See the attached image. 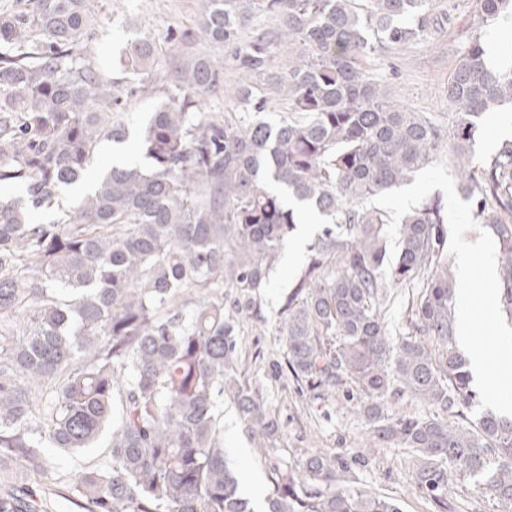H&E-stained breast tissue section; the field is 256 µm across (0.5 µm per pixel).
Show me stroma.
Returning a JSON list of instances; mask_svg holds the SVG:
<instances>
[{
	"mask_svg": "<svg viewBox=\"0 0 512 512\" xmlns=\"http://www.w3.org/2000/svg\"><path fill=\"white\" fill-rule=\"evenodd\" d=\"M199 6L200 0H99L101 29L90 54L111 67L113 78L133 83V75L119 64L127 42L146 33L163 40L168 28L194 24ZM455 15L456 22L433 33L429 43L380 54L370 65L396 98L443 123L449 112L448 72L467 26L465 8H458ZM307 261L306 242L290 237L262 292L259 317L245 322L238 336L239 373L246 382L265 387L269 408L281 422L277 447L298 457L327 452L348 459H353L357 449L369 448L367 459L353 466L360 488L393 499L401 512H438L416 488L418 458L412 449L392 441L374 442L363 418L345 412L344 398L312 399L290 375L276 374L275 367L283 363L285 352V340L278 329L280 307ZM224 451L230 467L239 475L240 494L248 497L255 512H264L269 490L267 470L255 443L244 432L236 407L229 402L224 405ZM46 454L59 475L70 480L104 467L108 450L101 444L60 454L50 447ZM448 475L447 512H499L496 500L477 479L453 467Z\"/></svg>",
	"mask_w": 512,
	"mask_h": 512,
	"instance_id": "stroma-1",
	"label": "stroma"
}]
</instances>
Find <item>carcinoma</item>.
<instances>
[{"label": "carcinoma", "mask_w": 512, "mask_h": 512, "mask_svg": "<svg viewBox=\"0 0 512 512\" xmlns=\"http://www.w3.org/2000/svg\"><path fill=\"white\" fill-rule=\"evenodd\" d=\"M96 4L0 7V185L26 193L0 200V319H14L0 325V512H50L58 478L43 441L69 452L103 437L107 465L72 483L85 512H251L225 460L226 397L264 457L265 512H401L356 486L341 456L279 455L264 388L239 378L237 323L257 315L298 206L324 227L282 307L287 371L316 399L360 391L359 414L417 453L419 493L439 508L450 461L512 512V419L465 414L475 393L456 350L445 206L403 217L392 257L388 217L368 204L446 154L496 240L512 317V139L476 149L482 116L512 104V48L494 60L482 34L512 0H471L446 127L368 67L452 21L432 0H201L196 26L126 45L129 87L89 55ZM161 85L178 96L141 127L143 162L113 165L37 220L104 142L129 138L123 100ZM221 92L233 120L198 106ZM281 104L288 117L266 121ZM417 284L395 341L381 306L389 288ZM406 397L459 422L385 413Z\"/></svg>", "instance_id": "obj_1"}]
</instances>
